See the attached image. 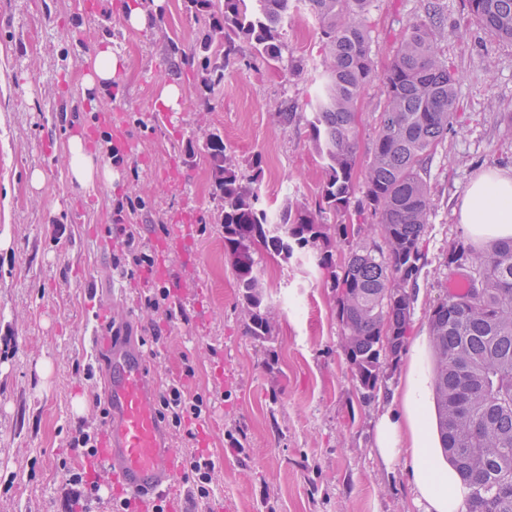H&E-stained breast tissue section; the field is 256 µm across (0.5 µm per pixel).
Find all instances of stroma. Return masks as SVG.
<instances>
[{
  "label": "stroma",
  "mask_w": 512,
  "mask_h": 512,
  "mask_svg": "<svg viewBox=\"0 0 512 512\" xmlns=\"http://www.w3.org/2000/svg\"><path fill=\"white\" fill-rule=\"evenodd\" d=\"M125 0H0V512H66L65 467L81 466L67 431L99 420L104 355L91 336L102 311L132 336L163 337L147 359L158 388L195 375L189 393L211 407L194 421L218 466L210 512H415L403 465L386 469L373 448L379 411L410 365L432 372L425 346L427 312L452 275L449 246L466 241L458 206L470 182L490 170L512 174V43L484 31L467 0H438L441 48L460 75L455 130L430 166V222L421 238L407 347L386 368L371 401L356 390L343 352L336 294L319 267L321 250L289 258L256 249L273 334L244 332L243 306L224 253L221 205L201 146L219 133L240 175L258 176L271 217L288 207L315 209L325 172L306 119L317 94L318 24L296 13L279 63L268 64L238 41L224 80L205 91L191 46L205 30L185 0H143L147 28L123 18ZM420 0H374L368 25L375 73L390 64ZM111 41L125 60L110 92L83 93L86 55ZM176 107L158 106L165 86ZM384 98L366 87L357 105L356 175L364 177ZM296 118L283 125L279 108ZM110 162L119 151L120 179L81 191L71 185L65 152L71 134ZM45 180L32 188L28 174ZM140 201L137 214L117 201ZM141 227L152 272L124 277L112 257L123 248L117 223ZM180 273L169 286L164 270ZM169 288L171 315L142 307L143 292ZM50 361L48 377L38 371Z\"/></svg>",
  "instance_id": "obj_1"
}]
</instances>
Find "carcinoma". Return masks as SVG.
<instances>
[{
  "mask_svg": "<svg viewBox=\"0 0 512 512\" xmlns=\"http://www.w3.org/2000/svg\"><path fill=\"white\" fill-rule=\"evenodd\" d=\"M319 24L323 69L307 119L325 180L315 211L288 209L270 222L259 206L258 176L244 178L217 133L203 151L221 201L224 251L247 311L244 330L273 333L254 251L279 256L330 237L341 258L323 252L319 265L336 291L343 351L364 399L381 389L383 366L405 350L420 271L421 236L431 214L428 164L452 129L459 75L440 47L441 9L421 0L381 75L370 57L367 16L373 0H298ZM471 17L490 35L512 43V0H468ZM292 0H187L209 25L198 46L201 85L224 80V63L245 40L278 63ZM220 52L222 64H211ZM378 83L385 97L364 175L365 202L356 193L357 103ZM355 219L356 233L319 217L325 210ZM333 234H328V231ZM444 266L468 288L447 295L427 314L433 366V425L439 445L460 477L474 487L466 512H512V238L483 250L457 244Z\"/></svg>",
  "mask_w": 512,
  "mask_h": 512,
  "instance_id": "cac0c4a2",
  "label": "carcinoma"
}]
</instances>
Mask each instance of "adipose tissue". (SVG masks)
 Here are the masks:
<instances>
[{
	"instance_id": "1",
	"label": "adipose tissue",
	"mask_w": 512,
	"mask_h": 512,
	"mask_svg": "<svg viewBox=\"0 0 512 512\" xmlns=\"http://www.w3.org/2000/svg\"><path fill=\"white\" fill-rule=\"evenodd\" d=\"M84 91L89 96L109 90L123 61L111 47L96 48L85 59ZM72 184L92 190L114 181L110 165L89 152L80 135L68 140ZM465 233L477 240L512 237V175L489 172L467 188L459 209ZM429 380L409 367L393 401L378 417L375 448L386 466L404 462L411 476L413 505L418 512H463L472 488L436 446L426 416Z\"/></svg>"
}]
</instances>
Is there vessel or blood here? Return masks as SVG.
<instances>
[{
	"label": "vessel or blood",
	"mask_w": 512,
	"mask_h": 512,
	"mask_svg": "<svg viewBox=\"0 0 512 512\" xmlns=\"http://www.w3.org/2000/svg\"><path fill=\"white\" fill-rule=\"evenodd\" d=\"M92 343L110 356L105 377L109 415L94 464L110 472L114 490L129 497L134 512H145L173 492L178 472L167 430L154 410L157 386L135 340L96 335Z\"/></svg>",
	"instance_id": "vessel-or-blood-1"
}]
</instances>
